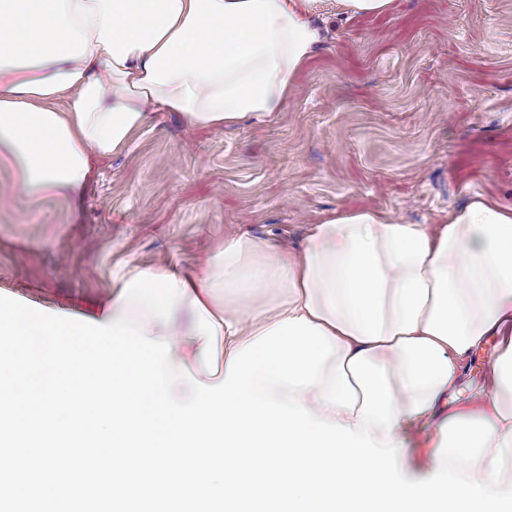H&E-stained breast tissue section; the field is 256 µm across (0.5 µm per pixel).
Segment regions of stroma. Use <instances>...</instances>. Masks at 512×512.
<instances>
[{
  "instance_id": "stroma-1",
  "label": "stroma",
  "mask_w": 512,
  "mask_h": 512,
  "mask_svg": "<svg viewBox=\"0 0 512 512\" xmlns=\"http://www.w3.org/2000/svg\"><path fill=\"white\" fill-rule=\"evenodd\" d=\"M316 20L327 40L273 120L192 130L150 111L78 202L23 192L0 152V296L86 320L130 266H205L234 231L297 247L335 211L434 230L476 194L512 207V0L352 17L322 0ZM447 414L408 432L410 479L431 476Z\"/></svg>"
}]
</instances>
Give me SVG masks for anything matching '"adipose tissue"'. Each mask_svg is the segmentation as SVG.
<instances>
[{
    "label": "adipose tissue",
    "mask_w": 512,
    "mask_h": 512,
    "mask_svg": "<svg viewBox=\"0 0 512 512\" xmlns=\"http://www.w3.org/2000/svg\"><path fill=\"white\" fill-rule=\"evenodd\" d=\"M316 2L0 0V151L27 192L73 198L147 107L192 129L269 119L326 40ZM185 307L195 327L178 322ZM120 316L209 385L236 350L306 318L338 349L327 366L363 351L385 365L398 422L369 434L398 446L460 394L466 364L498 337L492 396L474 413L494 434L463 474L512 488V207L475 195L435 233L373 209L336 212L298 248L236 232L194 277L167 262L132 268L95 320Z\"/></svg>",
    "instance_id": "obj_1"
}]
</instances>
